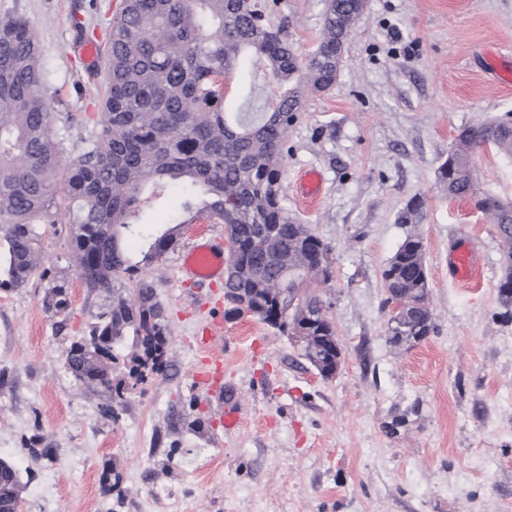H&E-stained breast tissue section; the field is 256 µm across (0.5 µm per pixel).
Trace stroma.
Returning a JSON list of instances; mask_svg holds the SVG:
<instances>
[{
  "mask_svg": "<svg viewBox=\"0 0 512 512\" xmlns=\"http://www.w3.org/2000/svg\"><path fill=\"white\" fill-rule=\"evenodd\" d=\"M279 2L289 43L311 54L324 0ZM89 3L0 0V15L24 16L36 32L59 97L52 127L70 148L88 136L103 94L73 48V19H95ZM488 48L512 54V0H366L336 86L309 96L288 131L283 202L332 257V279L312 285L343 347L332 378L261 321L220 312L223 283L181 279L183 250L224 236L203 218L149 271L169 315L167 367L112 404L66 366L108 301L81 284L70 224L46 228L25 286L0 289V460L18 472L20 512H512L503 243L437 179L461 128L512 112V87L482 64ZM307 170L323 178L313 201L297 189ZM416 198L420 223H399ZM410 234L424 244L438 330L406 348L386 340L381 272ZM464 240L480 267L467 287L449 264ZM58 283L68 286L63 314L44 305ZM217 316L224 334L209 351L223 357L224 377L211 396L195 384V336ZM228 408L240 415L230 431ZM400 414L406 424L387 434ZM32 446L53 449L52 460L34 459ZM106 470L120 478L109 495Z\"/></svg>",
  "mask_w": 512,
  "mask_h": 512,
  "instance_id": "stroma-1",
  "label": "stroma"
}]
</instances>
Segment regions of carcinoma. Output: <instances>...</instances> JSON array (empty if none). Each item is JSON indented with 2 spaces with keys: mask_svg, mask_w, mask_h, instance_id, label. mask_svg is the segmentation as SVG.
Masks as SVG:
<instances>
[{
  "mask_svg": "<svg viewBox=\"0 0 512 512\" xmlns=\"http://www.w3.org/2000/svg\"><path fill=\"white\" fill-rule=\"evenodd\" d=\"M277 3L256 0H125L106 19L110 44L98 131L70 152L52 131L41 48L30 22L0 17V289L20 288L36 269L41 226L71 224L70 244L78 274L90 295L112 300L94 316L87 337L107 342V352L89 354L82 340L69 353L84 384L103 387L120 403L147 373L166 367L169 320L145 272L159 262L181 229L202 216L226 225L229 264L224 282L229 313L240 304L282 336L301 344V356L321 370L335 369V330L323 299L306 286L332 275L328 247L300 224L280 195L286 132L306 98L336 86L342 55L355 31L364 0H327L321 42L305 72L270 14ZM261 66L277 93L251 88L235 112L225 108L229 78ZM491 146L512 163V112L493 123L461 130L438 168L448 199L472 200L497 226L508 261L499 284L503 316L512 320V197L474 180L476 155ZM180 196V212L160 229L143 215L168 191ZM424 202L400 213L417 224ZM274 230L255 243L260 226ZM383 307L401 300L399 342L420 343L435 332L428 301L423 244L407 236L381 274ZM129 282L128 299L116 289ZM48 308L69 307L65 285H55ZM140 354L121 377L113 365L126 341ZM19 476L0 465V512L20 508Z\"/></svg>",
  "mask_w": 512,
  "mask_h": 512,
  "instance_id": "1",
  "label": "carcinoma"
}]
</instances>
